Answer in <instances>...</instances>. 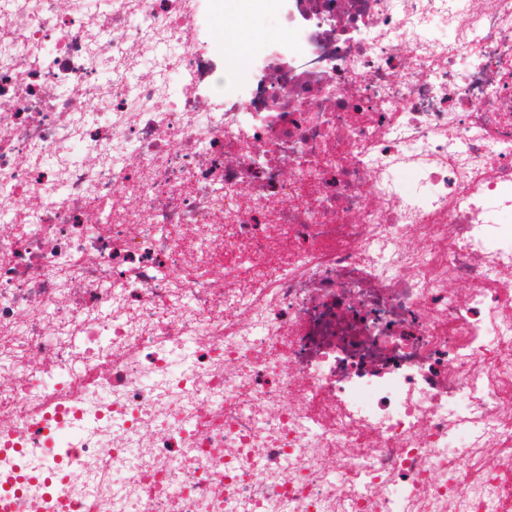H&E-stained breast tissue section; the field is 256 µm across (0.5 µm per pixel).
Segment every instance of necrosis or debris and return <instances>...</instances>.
<instances>
[{
	"label": "necrosis or debris",
	"instance_id": "1",
	"mask_svg": "<svg viewBox=\"0 0 512 512\" xmlns=\"http://www.w3.org/2000/svg\"><path fill=\"white\" fill-rule=\"evenodd\" d=\"M57 2L0 0V512H512V0H254L229 75L221 0ZM238 1L240 0H223L224 11L222 9L214 17L210 28V33L216 40L223 42L226 46H232L230 49L225 50V58L229 68L245 62L249 53L248 49L253 43L243 42L253 41L256 32L264 33L266 35V42H275L286 37L285 31L270 24L264 17L258 15L248 14L245 25L234 22L226 10L230 8L229 2Z\"/></svg>",
	"mask_w": 512,
	"mask_h": 512
}]
</instances>
